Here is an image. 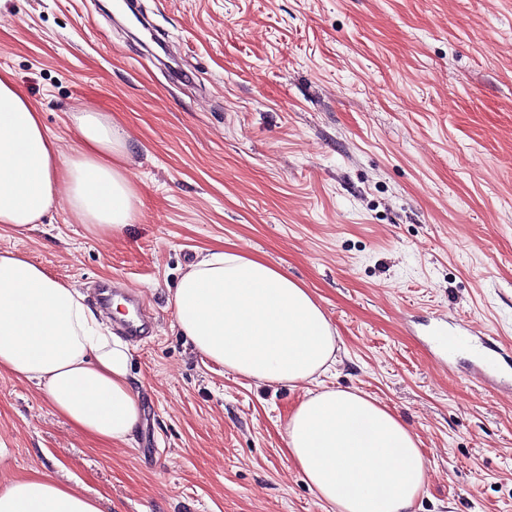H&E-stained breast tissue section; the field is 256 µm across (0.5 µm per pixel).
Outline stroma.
Listing matches in <instances>:
<instances>
[{"instance_id": "1", "label": "stroma", "mask_w": 512, "mask_h": 512, "mask_svg": "<svg viewBox=\"0 0 512 512\" xmlns=\"http://www.w3.org/2000/svg\"><path fill=\"white\" fill-rule=\"evenodd\" d=\"M5 71L62 157L77 113L112 115L140 205L110 236L61 196L0 251L94 308L98 286L135 294L149 327L124 444L0 373V482L37 471L106 512H327L284 452L309 384L238 376L175 329L171 289L224 247L309 288L338 336L324 385L416 435L413 512H512V397L473 344H512V0H0ZM441 317L466 339L444 366Z\"/></svg>"}]
</instances>
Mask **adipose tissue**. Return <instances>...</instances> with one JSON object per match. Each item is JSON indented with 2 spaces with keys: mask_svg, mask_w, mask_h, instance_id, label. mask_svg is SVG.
I'll return each instance as SVG.
<instances>
[{
  "mask_svg": "<svg viewBox=\"0 0 512 512\" xmlns=\"http://www.w3.org/2000/svg\"><path fill=\"white\" fill-rule=\"evenodd\" d=\"M82 144L61 157L39 112L0 73V225L41 223L59 185L74 219L104 233L133 224L138 197L122 165L129 146L111 116L83 112ZM176 326L201 355L269 384L312 381L337 336L312 292L257 256L212 249L170 298ZM132 351L73 285L25 255L0 253V372L33 382L77 432L127 442L143 410ZM286 454L331 512H412L427 460L416 436L358 390L308 392L286 418ZM0 512H104L101 498L34 473L0 483Z\"/></svg>",
  "mask_w": 512,
  "mask_h": 512,
  "instance_id": "obj_1",
  "label": "adipose tissue"
}]
</instances>
